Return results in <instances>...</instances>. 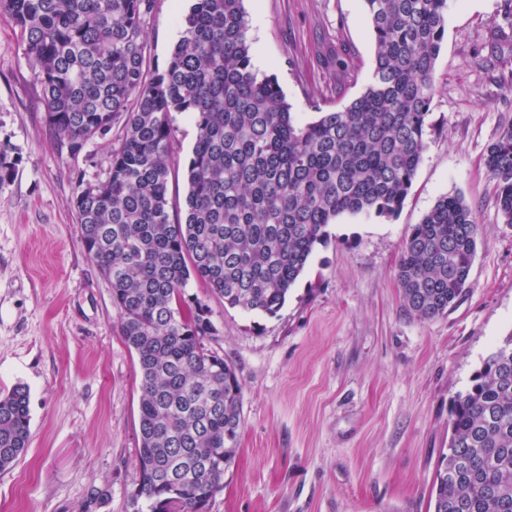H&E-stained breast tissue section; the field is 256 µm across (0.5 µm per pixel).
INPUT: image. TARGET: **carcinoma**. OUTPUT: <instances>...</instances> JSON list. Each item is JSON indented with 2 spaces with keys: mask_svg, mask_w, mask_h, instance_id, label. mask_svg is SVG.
<instances>
[{
  "mask_svg": "<svg viewBox=\"0 0 512 512\" xmlns=\"http://www.w3.org/2000/svg\"><path fill=\"white\" fill-rule=\"evenodd\" d=\"M154 0H0L33 60L44 121L59 150L124 121L108 176L79 184L72 209L90 262L108 281L117 330L141 373L139 483L131 505L208 512L224 487L242 424V388L207 346L204 281L224 306L277 313L327 227L342 214L394 217L426 148L447 0H363L375 51L362 94L300 125L277 81L253 69L243 0H193L166 68L146 65ZM198 134L185 168V218L168 198L175 129ZM17 159L0 143V184ZM503 223L512 224V125L488 149ZM480 225L459 195H443L402 247L397 281L419 319L465 291ZM29 391L0 390V472L30 440ZM432 512H512V334L453 401Z\"/></svg>",
  "mask_w": 512,
  "mask_h": 512,
  "instance_id": "obj_1",
  "label": "carcinoma"
}]
</instances>
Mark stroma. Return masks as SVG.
Instances as JSON below:
<instances>
[{"label":"stroma","instance_id":"1","mask_svg":"<svg viewBox=\"0 0 512 512\" xmlns=\"http://www.w3.org/2000/svg\"><path fill=\"white\" fill-rule=\"evenodd\" d=\"M252 64L275 77L294 117L359 96L374 39L362 0H243ZM191 0H154L147 62L163 70ZM350 51L351 74L327 62ZM427 143L396 217L343 214L275 315L225 307L200 280L212 348L243 391L237 454L208 512H429L448 448L451 400L512 334V225L484 165L512 124V21L504 0H448ZM40 85L0 20V141L20 162L0 185V390L30 394L31 440L0 472V512H133L141 375L115 325L107 280L86 256L71 207L80 181L106 179L122 123L75 156L58 152ZM168 194L184 214L197 128L172 115ZM457 194L481 231L460 300L420 319L396 274L403 243L440 196Z\"/></svg>","mask_w":512,"mask_h":512}]
</instances>
